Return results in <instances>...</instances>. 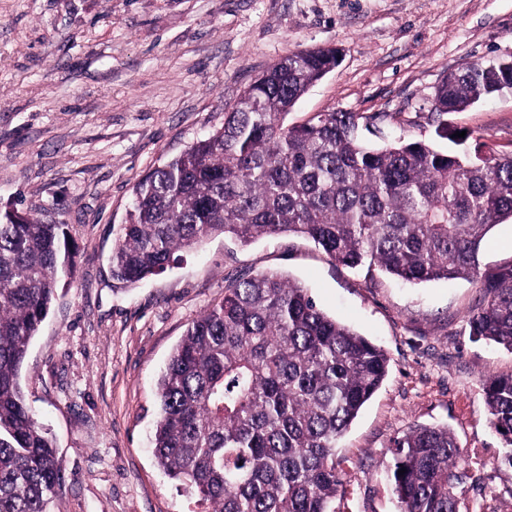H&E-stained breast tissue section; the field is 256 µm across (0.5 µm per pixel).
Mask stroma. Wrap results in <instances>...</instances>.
Returning <instances> with one entry per match:
<instances>
[{"mask_svg": "<svg viewBox=\"0 0 512 512\" xmlns=\"http://www.w3.org/2000/svg\"><path fill=\"white\" fill-rule=\"evenodd\" d=\"M336 47L339 65L287 117L358 112L377 131L430 140L436 84L512 56V0H0V213L67 225L76 272L60 285L20 372L63 467L51 512H198L157 467V379L224 282L277 271L389 353L388 376L340 442L337 512H399L393 441L416 424L455 434L460 512H512V467L484 382L512 352L475 340L477 281L405 284L332 262L313 242L216 236L133 286L113 279L134 187L222 127L246 87L288 53ZM512 153V93L448 116Z\"/></svg>", "mask_w": 512, "mask_h": 512, "instance_id": "stroma-1", "label": "stroma"}]
</instances>
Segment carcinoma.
Segmentation results:
<instances>
[{"label": "carcinoma", "instance_id": "cac0c4a2", "mask_svg": "<svg viewBox=\"0 0 512 512\" xmlns=\"http://www.w3.org/2000/svg\"><path fill=\"white\" fill-rule=\"evenodd\" d=\"M336 56L321 47L281 58L221 128L139 182L113 243V279L137 284L217 235L242 245L302 236L347 268L410 283L476 280L483 297L470 334L512 351V264L478 261L489 232L512 220V154L471 150L441 121L511 92L512 59L466 63L436 86L435 136L449 150L402 136L372 146L358 112L286 123ZM74 266L67 225L0 214V512H48L61 488L60 459L19 375ZM389 364L303 286L274 272L229 279L158 379L153 455L203 512H336L345 485L336 448ZM484 390L501 463L512 467V375L488 378ZM392 455L400 512H459L455 488L467 472L448 427L414 425Z\"/></svg>", "mask_w": 512, "mask_h": 512}]
</instances>
